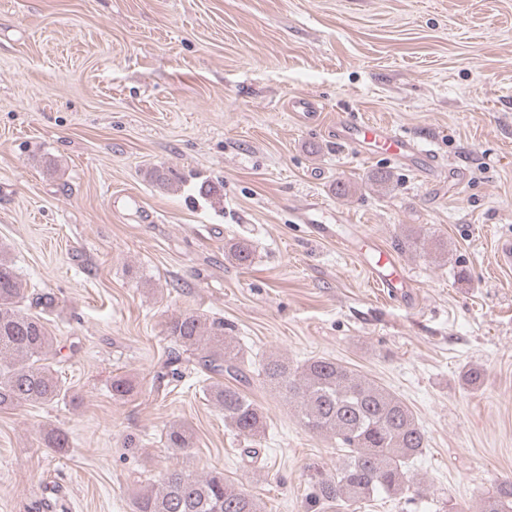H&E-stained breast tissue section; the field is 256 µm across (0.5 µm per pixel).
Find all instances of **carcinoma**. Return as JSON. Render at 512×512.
I'll list each match as a JSON object with an SVG mask.
<instances>
[{"label":"carcinoma","instance_id":"obj_1","mask_svg":"<svg viewBox=\"0 0 512 512\" xmlns=\"http://www.w3.org/2000/svg\"><path fill=\"white\" fill-rule=\"evenodd\" d=\"M29 302V308L21 306ZM50 293L30 294L13 265L0 258V411L54 402L68 389L61 384L52 353L54 337L41 312L52 307ZM166 333L193 352L201 390L223 414L224 425L251 441L264 431V412L242 385L248 370L224 324L196 312L166 323ZM259 375L272 389L296 402L309 431L329 435L344 449L336 473L320 478L305 512H354L358 504L384 493L403 495L412 482L410 464L427 448V438L411 408L376 381L326 357L296 367L277 356L261 364ZM192 432L182 424L166 429L165 447L181 453L192 447ZM47 450L70 447L59 427L45 428ZM136 512H260L257 502L234 487L224 472L194 476L178 467L165 470L157 486L135 501ZM480 512H512V481L500 482L481 501Z\"/></svg>","mask_w":512,"mask_h":512}]
</instances>
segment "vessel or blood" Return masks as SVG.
<instances>
[{
    "label": "vessel or blood",
    "instance_id": "vessel-or-blood-1",
    "mask_svg": "<svg viewBox=\"0 0 512 512\" xmlns=\"http://www.w3.org/2000/svg\"><path fill=\"white\" fill-rule=\"evenodd\" d=\"M336 141L354 147L367 157L380 153L410 165L427 160L425 173L431 178L437 177L441 172L440 167L430 163L429 151L422 149L413 138L398 133L382 122L351 117L339 120L336 124ZM347 245L356 252L369 254V270L376 287L392 291L409 287L406 270L392 252L380 248L366 236L353 237L348 240Z\"/></svg>",
    "mask_w": 512,
    "mask_h": 512
}]
</instances>
